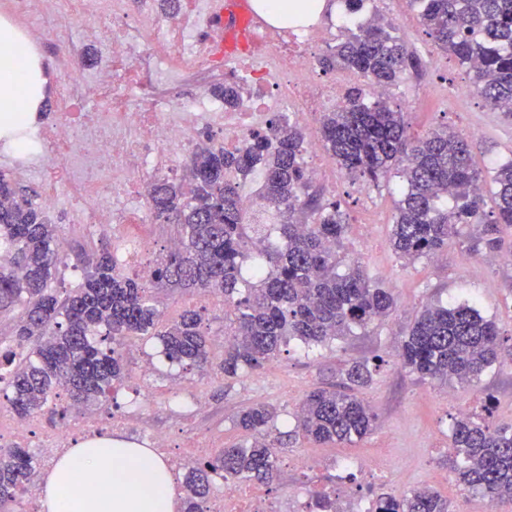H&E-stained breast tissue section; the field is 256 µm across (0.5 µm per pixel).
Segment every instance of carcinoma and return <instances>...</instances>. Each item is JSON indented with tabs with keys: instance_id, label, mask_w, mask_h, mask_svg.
Returning <instances> with one entry per match:
<instances>
[{
	"instance_id": "cac0c4a2",
	"label": "carcinoma",
	"mask_w": 512,
	"mask_h": 512,
	"mask_svg": "<svg viewBox=\"0 0 512 512\" xmlns=\"http://www.w3.org/2000/svg\"><path fill=\"white\" fill-rule=\"evenodd\" d=\"M432 45L471 74L470 91L490 109L512 119V0H409ZM420 60L396 28L364 22L343 28L322 60L325 70L359 73L366 87H353L344 107L319 117L323 147L347 175L377 186L392 174L403 178L390 246L408 262L433 259L456 238L469 250L493 254L501 232L512 227V158L492 168V206L480 189L483 171L462 134L439 128L425 136L408 131L404 113L370 96L393 87ZM241 87L227 82L213 93L236 104ZM306 133L283 118L250 133L234 150L199 143L179 180H156L149 199L153 219L176 228L180 246L156 260L150 278L127 272L117 248L90 250L77 288L51 287L62 250L61 225L11 176L0 171V313L21 307L17 345H0V387L10 390L8 408L27 418L47 408L62 389L81 406L107 401L126 376L123 346L130 337L157 339L165 360L184 370L211 367L205 317L185 311L162 319L155 288L206 290L224 300L231 340L215 366L225 376L259 370L291 341L307 349L344 340L355 329L385 320L396 308L391 289L372 279L357 260L338 250L347 231L341 203L310 191ZM265 178L258 204L271 224L245 222L240 179L257 166ZM504 348L495 322L466 303L428 304L407 326L399 363L421 380L471 383L500 365ZM381 363L354 361L340 382L316 387L303 399L295 426L280 432L276 409L256 403L237 424L245 443L199 460L185 475L183 512H201L213 478L269 482L279 449L302 437L314 444L349 443L368 435L373 408L354 390L369 385ZM457 481L512 502V424L491 426L478 414L459 413L452 428ZM37 462L25 448L0 459V508L31 485ZM377 512H448L434 491L400 499L376 497Z\"/></svg>"
}]
</instances>
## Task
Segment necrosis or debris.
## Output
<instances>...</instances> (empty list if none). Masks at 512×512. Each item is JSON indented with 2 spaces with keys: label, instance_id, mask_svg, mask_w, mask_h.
<instances>
[{
  "label": "necrosis or debris",
  "instance_id": "4bbe7bcc",
  "mask_svg": "<svg viewBox=\"0 0 512 512\" xmlns=\"http://www.w3.org/2000/svg\"><path fill=\"white\" fill-rule=\"evenodd\" d=\"M127 0H15L17 12L41 18L34 29L37 40L50 39L67 47L70 65L63 83L68 90L65 110L56 123L28 129L26 150L16 153L19 176L36 175L45 208L56 207L60 193H68L82 223L112 226L122 231L141 229L139 255L133 263L150 276L152 219L146 204L153 175L175 168L194 147L201 131L214 133L225 147L240 146L255 130L267 128L276 115L299 122L301 116L341 107L344 79L324 77L318 51L325 31H296L272 24L260 15L251 28L245 58L219 62L222 33L203 24L199 0H179L175 15L158 18L152 27L137 22L126 9ZM96 16L98 24L87 39L111 38L105 63L93 79L81 65L82 46L68 42L57 18L61 9ZM225 77L246 88L240 106L201 94L180 105L168 95L170 86L191 77ZM93 95L102 111L83 109L85 95ZM10 429L0 432V446L18 441L38 449L42 465L84 438L110 431L137 441L166 457L173 470H183L188 459L211 453L214 441L200 438L192 446L173 447L168 434L145 431L138 410L126 408L103 422L84 417L59 422L47 434L38 433L29 418H9ZM203 512H279L271 494L242 484L216 479Z\"/></svg>",
  "mask_w": 512,
  "mask_h": 512
}]
</instances>
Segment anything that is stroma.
Instances as JSON below:
<instances>
[{"label":"stroma","instance_id":"stroma-1","mask_svg":"<svg viewBox=\"0 0 512 512\" xmlns=\"http://www.w3.org/2000/svg\"><path fill=\"white\" fill-rule=\"evenodd\" d=\"M375 5L423 62L421 75H407L393 91L392 101L404 112L410 133L419 136L445 125L465 134L477 127L481 135L472 139L471 146L479 169L489 170L495 162L512 157V121L490 111L479 97L470 93L467 70L450 56H438L420 27L415 10L406 5L393 7L384 0H376ZM38 50L48 76L39 122L47 125L64 109L63 49L46 40L39 44ZM437 56L442 59L438 65L433 62ZM447 91L458 96L454 107L446 105L443 94ZM312 163L327 173L326 179L316 182V189L322 190L325 196L335 197L342 205L348 224L342 253L362 262L374 279L393 289L396 310L383 322L309 355L297 345H289L264 368L237 379L174 370L151 376L143 382L146 390L165 389L175 378L180 380L181 389L176 397L143 407V428L171 431L188 442L207 436L230 447L243 440L236 426L237 414L253 404L266 403L278 409L277 425L284 431L308 391L335 381L337 371L348 362L380 357L384 364L373 383L358 391L359 397L376 413L373 431L344 447L298 440L280 454L268 490L284 504L290 488L300 484L313 492L341 484L352 494L371 498L392 490L407 494L418 486L428 485L447 499L449 512H512V507L506 505L495 511L482 502L463 499L457 491L446 452L459 410L480 414L489 404L493 407L492 424L512 423V366L492 368L471 384L431 383L419 380L417 375L401 367L396 357L402 333L415 312L437 299L451 305L474 304L482 315L496 322L503 343L512 344V264L474 255L458 243L449 245L444 261L422 259L403 264L389 245L401 180L393 177L367 189L347 176L334 183L330 177L339 167L328 152L313 157ZM49 216L62 225L65 237L54 285L76 287L82 278V271L77 267L80 249L111 246L112 232L91 231L78 225L73 207L65 200ZM154 296L169 321L177 319L185 309H203L208 332L216 341L213 355L218 360L223 358L224 349L217 344L224 335V309L220 301L203 304L196 294L167 288L156 289ZM160 351V344L144 346L138 340H129L124 350L125 383L118 387L114 402L95 405V412L107 414L114 403L123 402L144 354H151L155 364L162 366ZM199 393L204 394L208 403V411L203 415L193 409V398ZM375 450L380 453L385 478L371 482L358 471L352 477L338 478L336 457H365ZM300 454L318 458L321 468L305 476L289 467V460Z\"/></svg>","mask_w":512,"mask_h":512}]
</instances>
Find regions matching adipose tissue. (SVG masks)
Listing matches in <instances>:
<instances>
[{
  "label": "adipose tissue",
  "instance_id": "ef3b65f1",
  "mask_svg": "<svg viewBox=\"0 0 512 512\" xmlns=\"http://www.w3.org/2000/svg\"><path fill=\"white\" fill-rule=\"evenodd\" d=\"M40 57L10 21H0V137L30 123L46 94ZM84 483L71 482L75 470ZM176 476L164 458L118 438L86 440L46 474L40 512H175Z\"/></svg>",
  "mask_w": 512,
  "mask_h": 512
}]
</instances>
